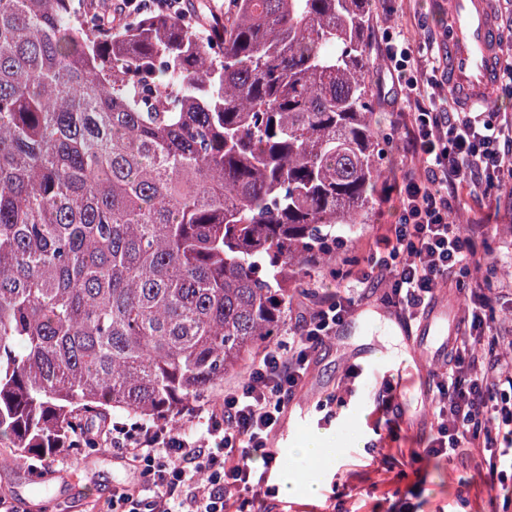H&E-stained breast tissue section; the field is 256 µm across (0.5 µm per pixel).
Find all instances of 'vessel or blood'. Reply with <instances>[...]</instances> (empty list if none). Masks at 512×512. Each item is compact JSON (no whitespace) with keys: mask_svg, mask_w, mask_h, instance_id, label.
Listing matches in <instances>:
<instances>
[{"mask_svg":"<svg viewBox=\"0 0 512 512\" xmlns=\"http://www.w3.org/2000/svg\"><path fill=\"white\" fill-rule=\"evenodd\" d=\"M447 66L449 85L467 109L488 110L498 105L494 93L500 67L499 21L491 0H448ZM448 333V308L437 298L420 321L413 340L418 356H426L429 344Z\"/></svg>","mask_w":512,"mask_h":512,"instance_id":"b4317fda","label":"vessel or blood"}]
</instances>
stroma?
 Segmentation results:
<instances>
[{"mask_svg":"<svg viewBox=\"0 0 512 512\" xmlns=\"http://www.w3.org/2000/svg\"><path fill=\"white\" fill-rule=\"evenodd\" d=\"M441 2L372 0L368 26L371 78H378L382 72V33L389 27L404 29L412 44L419 46L415 55L417 78L422 80L430 75L433 62L443 56L439 36L446 17ZM429 37L435 43L427 50L423 42ZM372 106L375 128L384 147V182L389 185L394 175L409 170L404 156V134L397 125V114L404 111L405 105L398 94H384L382 87L376 85L372 88ZM456 219L464 226L480 225L493 260L489 274L492 282L502 284L511 280L507 271L512 268V187L501 186L480 202L465 199ZM392 221L389 203L378 202L372 224L362 236L348 243L341 264L351 265L357 271L366 268L370 245ZM383 345L389 346L395 356L409 352L404 335L389 338L380 325L363 334L351 319L338 338L316 354L305 386L289 404L283 426L271 442L272 448L285 458L273 474V484H282L293 476L298 488L292 496L277 494L272 500V512H391L404 497L416 512H502V493L499 487L491 485L488 465L480 458L426 461L419 476L401 480L390 471L389 455L398 448L422 450L423 440L434 424V405L419 386L402 393L404 416L395 433L378 425L373 397L364 398L357 392L347 397L345 407L338 409L332 421L323 420L317 403L326 394L339 392L346 364ZM315 433L327 437L320 462L293 458L292 448ZM62 473L77 475L80 491L75 499L57 497L58 476ZM134 478V473L120 462L116 450L64 448L58 454L57 464L46 471L27 455L0 462V495L12 496L40 486L44 493L36 500V512H96L113 484ZM313 482L318 484L319 491L311 497L305 489Z\"/></svg>","mask_w":512,"mask_h":512,"instance_id":"35a3bbf8","label":"stroma"}]
</instances>
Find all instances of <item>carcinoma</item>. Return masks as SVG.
I'll use <instances>...</instances> for the list:
<instances>
[{
  "label": "carcinoma",
  "instance_id": "1",
  "mask_svg": "<svg viewBox=\"0 0 512 512\" xmlns=\"http://www.w3.org/2000/svg\"><path fill=\"white\" fill-rule=\"evenodd\" d=\"M75 0H0V437L72 448L172 422L336 278L382 179L370 0H227L104 37ZM142 93L134 97L130 85Z\"/></svg>",
  "mask_w": 512,
  "mask_h": 512
}]
</instances>
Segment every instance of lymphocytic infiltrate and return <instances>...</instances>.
<instances>
[{
  "label": "lymphocytic infiltrate",
  "instance_id": "obj_1",
  "mask_svg": "<svg viewBox=\"0 0 512 512\" xmlns=\"http://www.w3.org/2000/svg\"><path fill=\"white\" fill-rule=\"evenodd\" d=\"M87 15L101 25L139 15L198 22L191 0H87ZM383 41L382 76L408 107L401 115L405 154L420 172L396 182L398 218L370 248L368 272H345L341 288L318 296L287 340L268 344L219 402L187 405L183 413L200 425V436L177 435L163 420L104 421L86 432V440L119 450L122 464L141 475L114 485L98 512H252L268 503L279 461L268 443L313 354L335 337L366 289L386 286L387 300L412 325L451 273L464 296L462 328L432 373L434 431L424 452H410L408 462L474 453L488 458L499 483L512 477V351L491 332L507 288L492 287L481 275L487 243L479 227L449 220L460 191L479 201L512 175V115L486 120L441 103L437 74L422 81L413 75V47L404 33L385 32ZM503 500L512 501L507 486Z\"/></svg>",
  "mask_w": 512,
  "mask_h": 512
}]
</instances>
